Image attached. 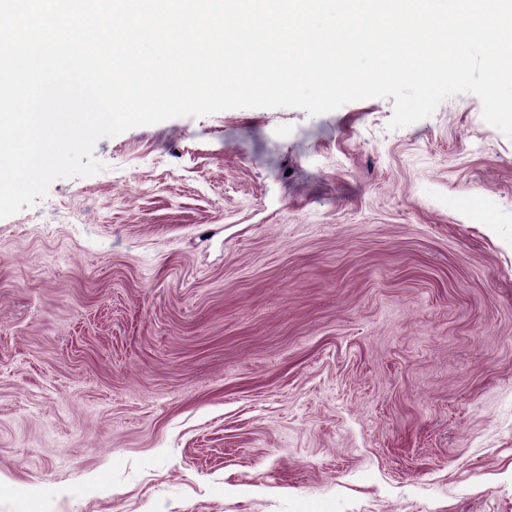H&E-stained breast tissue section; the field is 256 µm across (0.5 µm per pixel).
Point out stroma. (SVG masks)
Wrapping results in <instances>:
<instances>
[{"instance_id": "1", "label": "stroma", "mask_w": 512, "mask_h": 512, "mask_svg": "<svg viewBox=\"0 0 512 512\" xmlns=\"http://www.w3.org/2000/svg\"><path fill=\"white\" fill-rule=\"evenodd\" d=\"M393 104L134 128L0 219V512H512V138Z\"/></svg>"}]
</instances>
